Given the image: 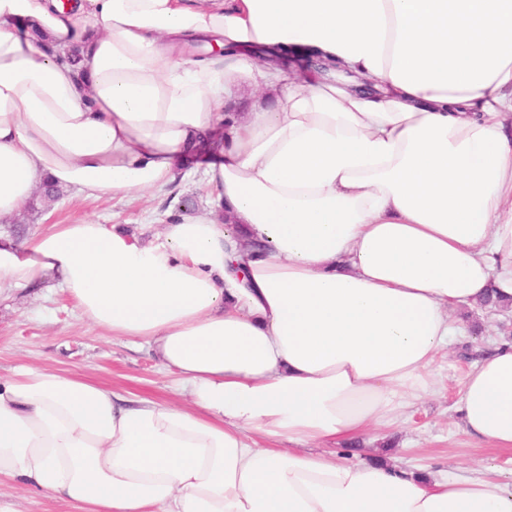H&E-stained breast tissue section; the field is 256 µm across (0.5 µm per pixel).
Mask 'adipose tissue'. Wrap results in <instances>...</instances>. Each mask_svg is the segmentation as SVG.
I'll list each match as a JSON object with an SVG mask.
<instances>
[{
	"label": "adipose tissue",
	"instance_id": "1",
	"mask_svg": "<svg viewBox=\"0 0 512 512\" xmlns=\"http://www.w3.org/2000/svg\"><path fill=\"white\" fill-rule=\"evenodd\" d=\"M228 47L198 62L189 42ZM334 68L284 70L259 47ZM252 79L271 104L234 111ZM214 217L0 237V293L44 282L147 346L188 402L53 369L0 381V481L82 512H512L490 472L336 445L434 394L459 307L512 301V0H0V219L49 183L157 191L199 136ZM458 411L512 450V346Z\"/></svg>",
	"mask_w": 512,
	"mask_h": 512
}]
</instances>
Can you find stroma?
<instances>
[{
	"label": "stroma",
	"mask_w": 512,
	"mask_h": 512,
	"mask_svg": "<svg viewBox=\"0 0 512 512\" xmlns=\"http://www.w3.org/2000/svg\"><path fill=\"white\" fill-rule=\"evenodd\" d=\"M200 160L183 158L177 180L162 192H130L92 199L63 191L52 204L36 203L22 215L0 220V235L21 239L51 224L96 221L117 224L155 239L161 224L184 214L209 213L212 191L203 181ZM457 318L478 330L455 337L436 364L439 392L411 410L408 420L388 433L385 443L360 441L345 449L347 459L366 461L391 455L406 468L433 466L463 477L493 467L498 479L512 482V452L476 445L464 432L456 404L462 383L486 350L512 339V311L476 306L457 310ZM55 369L96 380L126 396L180 402L174 377L159 368L147 348L112 337L82 318L60 288H28L0 297V378L15 370ZM0 505L11 512H76L51 495L25 492L0 483Z\"/></svg>",
	"instance_id": "1"
}]
</instances>
